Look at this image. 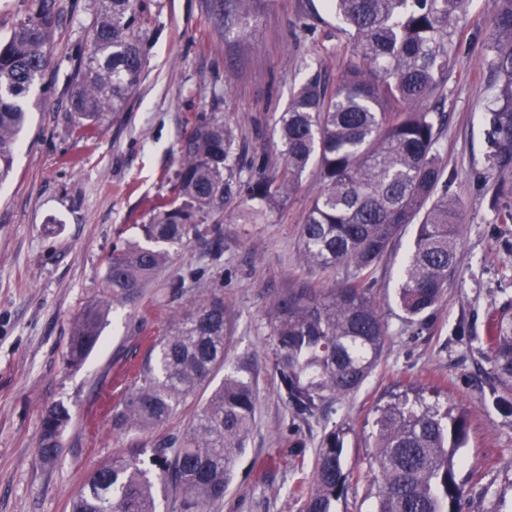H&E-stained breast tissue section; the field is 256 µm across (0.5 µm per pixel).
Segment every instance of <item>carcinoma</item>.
<instances>
[{
	"instance_id": "cac0c4a2",
	"label": "carcinoma",
	"mask_w": 512,
	"mask_h": 512,
	"mask_svg": "<svg viewBox=\"0 0 512 512\" xmlns=\"http://www.w3.org/2000/svg\"><path fill=\"white\" fill-rule=\"evenodd\" d=\"M259 0H217L224 21L253 17ZM341 22L349 59L332 87L316 75L295 87L274 119L278 155L248 166L235 157V130L222 119L193 127L184 141L177 183L158 199L142 226L152 246L129 244L106 259L103 288L112 301L139 294L168 259L166 246L203 238L233 197L245 199L242 224H261L284 205L313 170L321 191L300 229L305 261L342 274L333 288L295 281L277 300L271 320L275 369L288 404L313 415L329 400L357 392L378 366L388 329L372 294L371 274L401 227L417 225L399 271L398 299L411 317L433 310L457 268L460 201L450 190L438 151L448 66L465 0H327ZM484 41L495 93L492 165L512 170V0H493ZM55 0H34L29 13L0 40V184L9 177L33 91L50 66ZM137 0H99L69 98L72 133L94 141L124 111L144 70ZM107 309L88 306L77 318L66 361L82 365L95 347ZM484 358L493 401L512 397V299L490 321ZM224 297L215 292L193 306L165 335L152 340L113 407V429L124 434L163 425L188 401L206 398L180 438L152 448L154 470L140 466L143 448H123L92 470L70 512H157V493L176 494V512H217L246 447L258 395L224 374ZM71 407L58 401L41 414L37 456L56 463ZM372 465L375 512H458L464 484L457 451L467 439L463 415L442 413L408 395L377 420ZM343 440L327 433L309 481L295 492L302 512H333L346 491Z\"/></svg>"
}]
</instances>
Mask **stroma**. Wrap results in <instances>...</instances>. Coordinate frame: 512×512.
I'll list each match as a JSON object with an SVG mask.
<instances>
[{
	"instance_id": "stroma-1",
	"label": "stroma",
	"mask_w": 512,
	"mask_h": 512,
	"mask_svg": "<svg viewBox=\"0 0 512 512\" xmlns=\"http://www.w3.org/2000/svg\"><path fill=\"white\" fill-rule=\"evenodd\" d=\"M58 25L47 109L32 108L9 182L0 188V512H69L87 474L114 451L182 436L193 413L179 407L159 428L121 435L112 408L149 340L212 292L224 294L225 365L258 392L255 421L218 512H300L295 454L313 460L326 433H343L345 495L335 512H373L372 433L382 409L409 389L425 405L464 414L458 451L462 512H512V411L492 403L479 339L512 299V223L489 201L504 175L491 166L494 94L481 36L492 0H466L463 29L446 82L447 120L438 149L460 199L457 270L439 305L409 320L397 304L398 272L415 237L407 225L374 273L388 342L379 366L352 396L297 415L274 370L273 303L288 284L333 286L338 276L303 263L300 226L320 185L305 175L284 210L265 223L239 224L240 199L224 207L221 249L205 238L171 248L139 297L112 306L98 343L79 368L65 363L74 321L103 299L105 259L143 242L151 199L169 195L181 146L200 121L224 119L248 154H274L273 118L310 75L335 79L345 40L323 0H261L247 37L225 35L214 0H139L143 80L95 142L70 132L72 76L88 49L95 0H55ZM179 281L182 294L170 285ZM63 401L73 410L52 468L36 454L41 413Z\"/></svg>"
}]
</instances>
